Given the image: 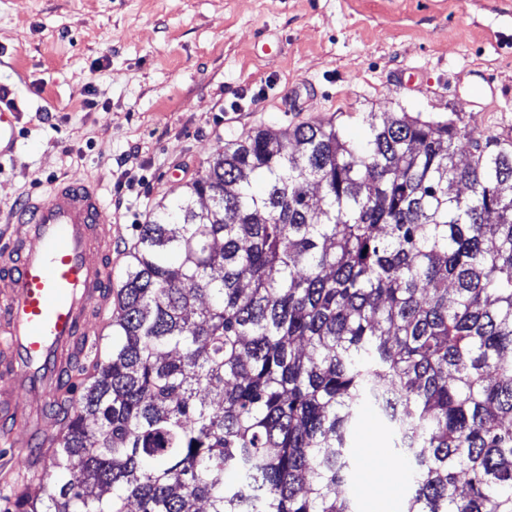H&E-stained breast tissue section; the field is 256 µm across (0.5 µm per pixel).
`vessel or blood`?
Returning a JSON list of instances; mask_svg holds the SVG:
<instances>
[{
  "mask_svg": "<svg viewBox=\"0 0 512 512\" xmlns=\"http://www.w3.org/2000/svg\"><path fill=\"white\" fill-rule=\"evenodd\" d=\"M20 114L0 102V157ZM97 182L69 178L29 196L0 233V433L46 439L44 405L60 404L70 360L97 350L111 301L112 227Z\"/></svg>",
  "mask_w": 512,
  "mask_h": 512,
  "instance_id": "obj_1",
  "label": "vessel or blood"
}]
</instances>
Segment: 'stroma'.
I'll list each match as a JSON object with an SVG mask.
<instances>
[{
    "label": "stroma",
    "mask_w": 512,
    "mask_h": 512,
    "mask_svg": "<svg viewBox=\"0 0 512 512\" xmlns=\"http://www.w3.org/2000/svg\"><path fill=\"white\" fill-rule=\"evenodd\" d=\"M0 95L21 114L0 227L28 193L89 179L119 253L260 128L357 139L377 112L512 138V0H0ZM351 443L361 512H400L413 461L376 410Z\"/></svg>",
    "instance_id": "1"
}]
</instances>
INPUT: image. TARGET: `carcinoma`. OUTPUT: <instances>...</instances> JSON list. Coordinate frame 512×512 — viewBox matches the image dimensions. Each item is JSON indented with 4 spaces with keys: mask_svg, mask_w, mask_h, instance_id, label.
Instances as JSON below:
<instances>
[{
    "mask_svg": "<svg viewBox=\"0 0 512 512\" xmlns=\"http://www.w3.org/2000/svg\"><path fill=\"white\" fill-rule=\"evenodd\" d=\"M367 126L259 130L137 225L0 512H356L366 404L404 512H512V139Z\"/></svg>",
    "mask_w": 512,
    "mask_h": 512,
    "instance_id": "carcinoma-1",
    "label": "carcinoma"
}]
</instances>
